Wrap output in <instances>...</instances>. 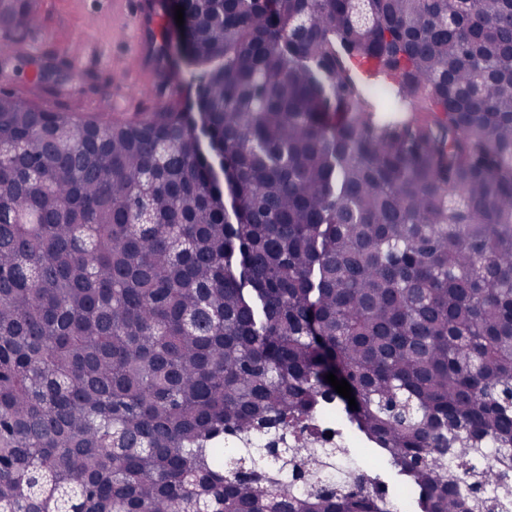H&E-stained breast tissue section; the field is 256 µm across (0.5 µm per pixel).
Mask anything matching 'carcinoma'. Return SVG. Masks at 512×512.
<instances>
[{
    "label": "carcinoma",
    "mask_w": 512,
    "mask_h": 512,
    "mask_svg": "<svg viewBox=\"0 0 512 512\" xmlns=\"http://www.w3.org/2000/svg\"><path fill=\"white\" fill-rule=\"evenodd\" d=\"M184 8L199 123L0 94V512H512V0Z\"/></svg>",
    "instance_id": "obj_1"
}]
</instances>
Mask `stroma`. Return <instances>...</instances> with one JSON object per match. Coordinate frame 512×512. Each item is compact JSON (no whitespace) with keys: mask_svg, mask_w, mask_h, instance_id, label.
Masks as SVG:
<instances>
[{"mask_svg":"<svg viewBox=\"0 0 512 512\" xmlns=\"http://www.w3.org/2000/svg\"><path fill=\"white\" fill-rule=\"evenodd\" d=\"M146 3L156 42L172 38L163 0H37L41 24L25 39L32 53L0 72V90L23 98L34 91L51 107L115 119L185 102L196 70L182 60H174L162 90L151 65L136 75L125 69L136 39L134 13Z\"/></svg>","mask_w":512,"mask_h":512,"instance_id":"1","label":"stroma"}]
</instances>
